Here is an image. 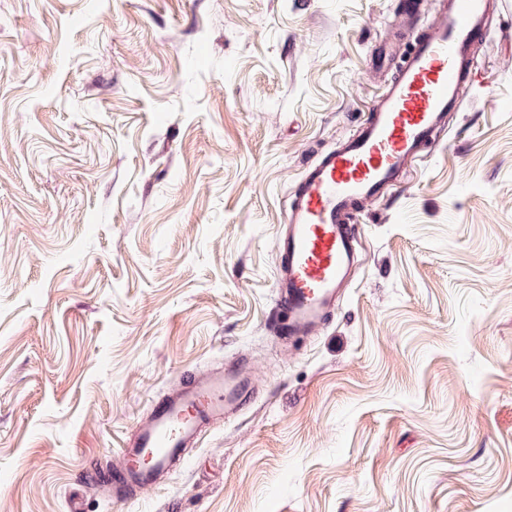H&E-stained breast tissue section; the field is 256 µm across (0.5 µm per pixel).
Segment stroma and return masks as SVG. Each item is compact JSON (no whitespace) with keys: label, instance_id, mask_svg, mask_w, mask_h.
Listing matches in <instances>:
<instances>
[{"label":"stroma","instance_id":"35a3bbf8","mask_svg":"<svg viewBox=\"0 0 512 512\" xmlns=\"http://www.w3.org/2000/svg\"><path fill=\"white\" fill-rule=\"evenodd\" d=\"M440 0H0V512H512V0L355 226L319 333L276 233ZM253 400L131 500L91 477L183 377Z\"/></svg>","mask_w":512,"mask_h":512}]
</instances>
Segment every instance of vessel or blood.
Segmentation results:
<instances>
[{
	"mask_svg": "<svg viewBox=\"0 0 512 512\" xmlns=\"http://www.w3.org/2000/svg\"><path fill=\"white\" fill-rule=\"evenodd\" d=\"M497 0H444L438 24L373 101L357 134L304 171L278 228L275 325L280 336L319 329L347 288L359 258L353 210L403 183L424 146L456 111L475 68L471 52ZM255 382L237 366L188 379L153 399L133 437L96 464L117 499L152 487L196 447L202 434L240 412Z\"/></svg>",
	"mask_w": 512,
	"mask_h": 512,
	"instance_id": "1",
	"label": "vessel or blood"
}]
</instances>
